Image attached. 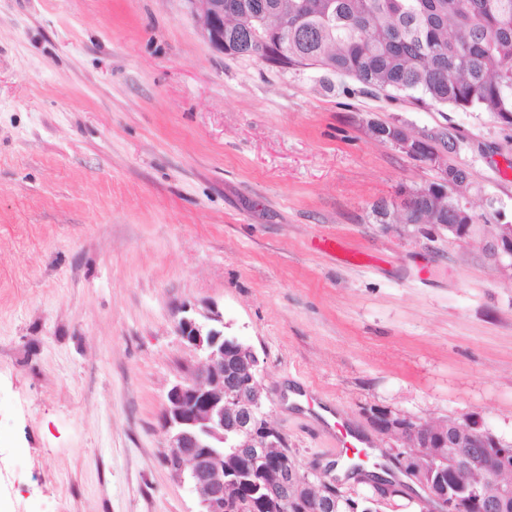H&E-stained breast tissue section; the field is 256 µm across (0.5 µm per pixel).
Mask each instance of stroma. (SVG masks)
I'll return each instance as SVG.
<instances>
[{
	"mask_svg": "<svg viewBox=\"0 0 512 512\" xmlns=\"http://www.w3.org/2000/svg\"><path fill=\"white\" fill-rule=\"evenodd\" d=\"M457 137L468 243L376 223L435 171L369 119ZM512 223V126L318 68L214 51L188 0H0V468L17 512H197L162 462L166 395L217 305L261 362L300 469L332 440L290 393L335 403L419 512L375 410L474 417L512 441V276L480 244ZM369 256L320 251L323 238Z\"/></svg>",
	"mask_w": 512,
	"mask_h": 512,
	"instance_id": "stroma-1",
	"label": "stroma"
}]
</instances>
